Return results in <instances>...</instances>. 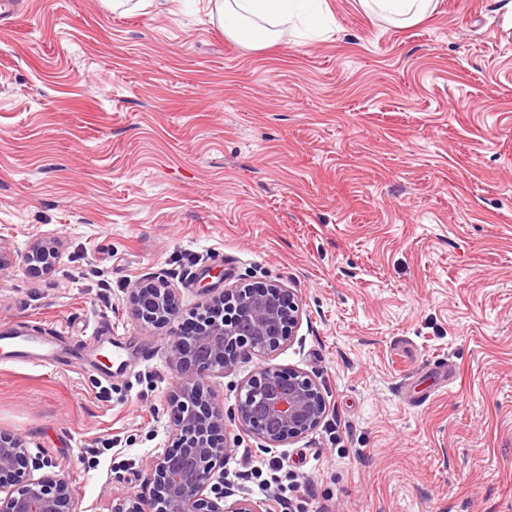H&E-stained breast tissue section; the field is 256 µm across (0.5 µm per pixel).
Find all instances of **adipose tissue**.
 Here are the masks:
<instances>
[{
  "label": "adipose tissue",
  "mask_w": 512,
  "mask_h": 512,
  "mask_svg": "<svg viewBox=\"0 0 512 512\" xmlns=\"http://www.w3.org/2000/svg\"><path fill=\"white\" fill-rule=\"evenodd\" d=\"M214 13L226 37L254 45L262 43L258 30L263 25H288L300 17L306 0H212ZM432 0H361L362 6L387 20L415 23L430 11Z\"/></svg>",
  "instance_id": "adipose-tissue-1"
}]
</instances>
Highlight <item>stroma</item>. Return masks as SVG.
<instances>
[{"label":"stroma","mask_w":512,"mask_h":512,"mask_svg":"<svg viewBox=\"0 0 512 512\" xmlns=\"http://www.w3.org/2000/svg\"><path fill=\"white\" fill-rule=\"evenodd\" d=\"M321 35L251 49L210 0H22L0 25V330L60 336L0 365V430L82 512L147 493L177 377L125 307L164 273L191 313L212 274L302 307L267 364L329 411L224 480L288 512H512V0H433L398 27L327 0ZM62 259L35 272L31 242ZM126 348L105 375L98 345Z\"/></svg>","instance_id":"obj_1"}]
</instances>
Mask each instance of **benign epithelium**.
Here are the masks:
<instances>
[{
	"mask_svg": "<svg viewBox=\"0 0 512 512\" xmlns=\"http://www.w3.org/2000/svg\"><path fill=\"white\" fill-rule=\"evenodd\" d=\"M61 258L60 246L43 240L31 243L25 255L27 265L40 271ZM126 307L143 328L169 329V362L181 378L169 400L170 445L145 468L149 496L129 493L113 512H269L262 501H226L224 461L233 449L227 422L269 453L320 426L327 413L322 385L307 373L262 364L226 411L205 384L293 338L302 314L295 293L275 282L234 285L210 292L194 320L184 322L177 289L156 274L129 288ZM26 453L22 439L0 431V512H76L64 476L49 472L34 479L21 471Z\"/></svg>",
	"mask_w": 512,
	"mask_h": 512,
	"instance_id": "7a95c632",
	"label": "benign epithelium"
}]
</instances>
